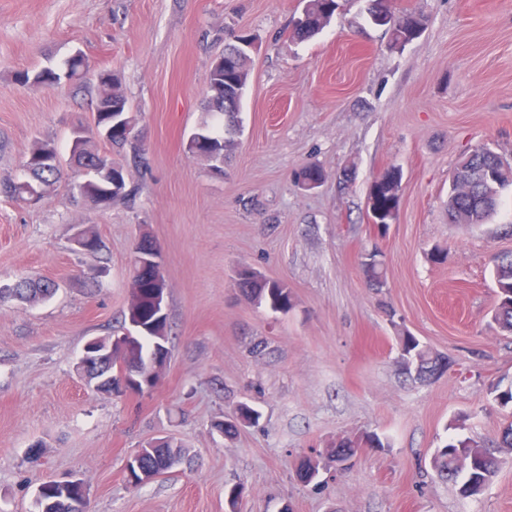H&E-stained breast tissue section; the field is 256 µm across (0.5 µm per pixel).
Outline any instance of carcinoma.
Wrapping results in <instances>:
<instances>
[{
	"instance_id": "1",
	"label": "carcinoma",
	"mask_w": 512,
	"mask_h": 512,
	"mask_svg": "<svg viewBox=\"0 0 512 512\" xmlns=\"http://www.w3.org/2000/svg\"><path fill=\"white\" fill-rule=\"evenodd\" d=\"M367 16L370 22L383 27L390 33L394 46H404L420 36L426 19L415 10L399 9L395 0H367ZM340 8L339 0H305L299 15L291 21L290 38L294 42H303L318 35L331 21ZM253 47V37L242 32L231 30L227 33L224 52L216 57L210 68L206 93L205 112L208 118L198 126L188 138L186 148L189 152L216 163L219 156L215 150L228 151L233 145L232 136L238 132L235 116L239 113L240 103L247 87L249 76V52ZM88 69L84 57L70 58L64 62V68L57 70L52 67L42 68L34 73L22 71L16 80L22 84L33 83L46 88H54L62 81H74L83 77ZM111 82L99 81V91L95 111L122 114L125 128L112 137V147L130 151L133 159H141L142 147L139 144L135 129L138 113L131 110L125 97L119 76L110 73ZM102 142L101 132L86 134L78 150L69 152V165L83 170L85 178L77 183L80 195L96 206H110L112 202L129 195L127 184L113 193H108V183L103 174L107 168L120 175L123 166L112 161V153L102 152L98 144ZM27 181L35 183L42 190L59 182L67 172L63 164L54 167L39 168L22 162ZM458 177L470 186L466 193H458L456 185L450 184L448 191V215L457 224H482L494 212L499 192L512 187V164L503 163L501 156L493 149L483 146L473 150L457 165ZM294 182L298 186L305 184L318 185L323 183L326 172L318 165L307 164L294 172ZM363 275L367 283L380 288L384 283L382 264L362 263ZM493 278L498 297L494 320L505 336L512 335V253L498 255L494 260ZM237 286L242 295L255 305L264 306L275 313H286L292 307L291 292L282 282L265 278L256 270H251ZM58 286L49 280H32L23 278L12 285L0 284V303L8 299H20L26 302H37L52 296ZM159 310L153 295V283L147 278L138 280L127 311L124 312V323L135 321L147 330V334L138 343L118 350L113 355L112 373L124 368L135 369L146 363L155 353L154 344L160 343L168 348V316L158 317ZM400 350L410 356L417 357L413 366L403 365L408 373L419 380H429L432 370L448 357L433 353L426 349L420 340L410 334L401 338ZM259 413L246 403L238 405L235 417L220 423V432L230 435L238 424H253ZM380 438L371 433H363L352 439L339 440L332 448L327 449V456L337 460L341 455L353 457L360 448H381ZM139 464L126 467L128 482L140 485L143 474L155 470L170 471L184 457L182 446L168 437L157 438L153 442L139 448ZM507 458L496 454L468 438H452L445 445L435 449L432 468L446 479L464 476L461 493L466 497L479 495L500 466ZM296 474L298 479L309 485L317 483L320 475L319 463L307 456L298 460ZM42 505L45 512H84L89 508L88 493L83 487H75L62 480L49 481L40 486Z\"/></svg>"
}]
</instances>
